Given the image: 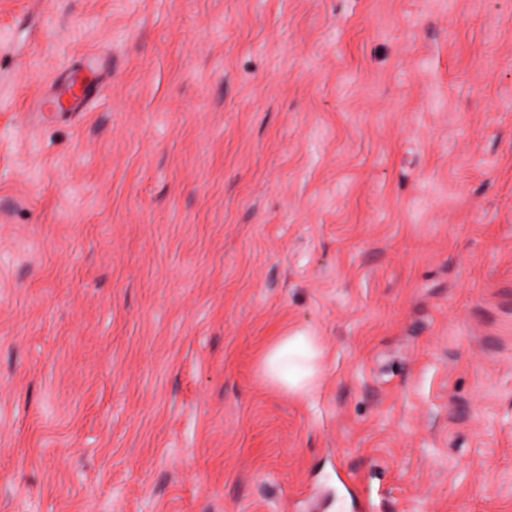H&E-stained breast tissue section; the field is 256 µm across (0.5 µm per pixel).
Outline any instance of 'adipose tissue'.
I'll list each match as a JSON object with an SVG mask.
<instances>
[{"mask_svg": "<svg viewBox=\"0 0 512 512\" xmlns=\"http://www.w3.org/2000/svg\"><path fill=\"white\" fill-rule=\"evenodd\" d=\"M324 349L319 337L304 329L279 336L263 353V379L297 398H306L323 376Z\"/></svg>", "mask_w": 512, "mask_h": 512, "instance_id": "1", "label": "adipose tissue"}]
</instances>
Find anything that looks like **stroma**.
<instances>
[{
  "instance_id": "35a3bbf8",
  "label": "stroma",
  "mask_w": 512,
  "mask_h": 512,
  "mask_svg": "<svg viewBox=\"0 0 512 512\" xmlns=\"http://www.w3.org/2000/svg\"><path fill=\"white\" fill-rule=\"evenodd\" d=\"M297 327L306 399L259 373ZM345 482L512 512V0H0V512ZM95 81L81 69H64L50 84V93L42 100L47 112L68 117L80 112ZM324 349L319 336L292 329L279 336L263 353V379L297 398H306L323 376Z\"/></svg>"
}]
</instances>
